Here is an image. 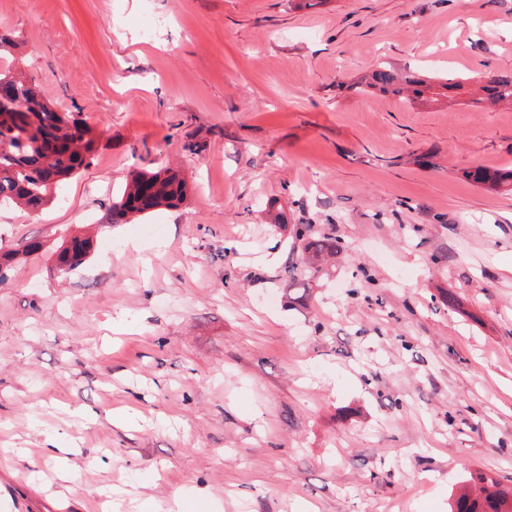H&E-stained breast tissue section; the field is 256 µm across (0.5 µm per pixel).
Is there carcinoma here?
<instances>
[{"instance_id":"obj_1","label":"carcinoma","mask_w":512,"mask_h":512,"mask_svg":"<svg viewBox=\"0 0 512 512\" xmlns=\"http://www.w3.org/2000/svg\"><path fill=\"white\" fill-rule=\"evenodd\" d=\"M8 87L11 111H0V207L15 206L35 210L47 203L63 179L88 165L92 159L97 134L79 112H58L45 102L36 85L21 76L0 72V85ZM357 93H376L396 97L405 104L426 100L438 103L468 94L465 84L454 78L443 81L398 72L384 62L371 65L360 82L348 85ZM483 96L470 98L477 106L512 104V75L491 76L481 86ZM475 185L494 192H512V168L489 169L476 166L463 172ZM188 187L180 174L168 167L155 171H134L127 179L120 198L112 202L110 220L128 224L131 218L158 207H177L185 201ZM305 261L288 267L291 280H305L318 271L316 263L334 258L343 250L334 236L306 237ZM91 250L88 237L74 236L56 250L57 265L72 270L83 264ZM450 512H512V490L483 471L470 474L466 485L450 496Z\"/></svg>"}]
</instances>
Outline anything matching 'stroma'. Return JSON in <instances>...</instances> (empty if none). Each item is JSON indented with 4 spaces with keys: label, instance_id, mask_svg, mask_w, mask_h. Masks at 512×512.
I'll list each match as a JSON object with an SVG mask.
<instances>
[{
    "label": "stroma",
    "instance_id": "1",
    "mask_svg": "<svg viewBox=\"0 0 512 512\" xmlns=\"http://www.w3.org/2000/svg\"><path fill=\"white\" fill-rule=\"evenodd\" d=\"M1 29L0 64L99 135L41 210L0 209V483L25 475V512L116 486L122 512H448L472 471L512 487V194L461 176L512 166V107L347 88L380 60L512 73V0H0ZM165 163L186 200L111 223ZM301 224L345 249L294 304ZM125 405L146 422L112 423ZM48 434L74 491L20 454ZM89 237L74 236L68 241H63L56 250L57 265L60 270H73L83 264L91 250ZM64 266V268H60Z\"/></svg>",
    "mask_w": 512,
    "mask_h": 512
}]
</instances>
